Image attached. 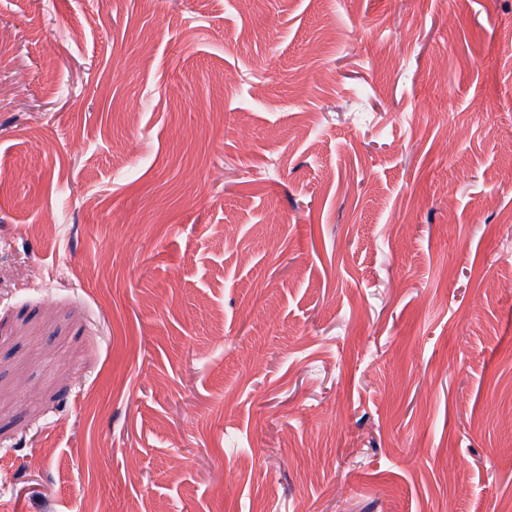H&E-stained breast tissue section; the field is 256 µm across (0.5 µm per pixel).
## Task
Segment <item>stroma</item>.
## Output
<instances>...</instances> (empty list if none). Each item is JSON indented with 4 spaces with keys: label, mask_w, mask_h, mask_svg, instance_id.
Masks as SVG:
<instances>
[{
    "label": "stroma",
    "mask_w": 512,
    "mask_h": 512,
    "mask_svg": "<svg viewBox=\"0 0 512 512\" xmlns=\"http://www.w3.org/2000/svg\"><path fill=\"white\" fill-rule=\"evenodd\" d=\"M512 0H0V512L512 503Z\"/></svg>",
    "instance_id": "1"
}]
</instances>
